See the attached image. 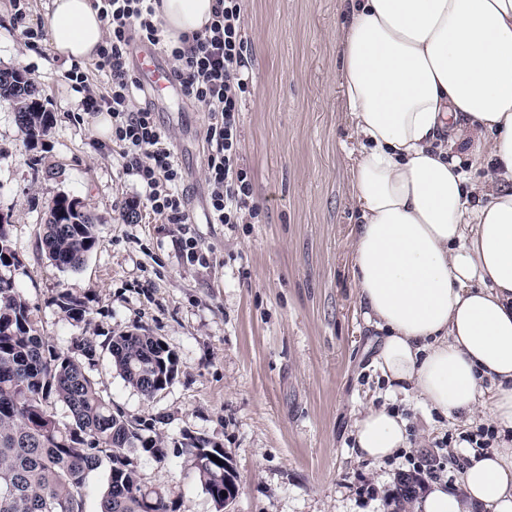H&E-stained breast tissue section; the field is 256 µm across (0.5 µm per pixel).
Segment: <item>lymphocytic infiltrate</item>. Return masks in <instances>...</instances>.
Listing matches in <instances>:
<instances>
[{
  "mask_svg": "<svg viewBox=\"0 0 512 512\" xmlns=\"http://www.w3.org/2000/svg\"><path fill=\"white\" fill-rule=\"evenodd\" d=\"M154 0H92L107 34L92 72H67L88 114L107 111L112 145L124 173L136 175L149 215L167 224H186L184 176L171 147L172 136L150 108L137 105L140 83L129 71V50L141 40L164 48L185 97L206 112L208 210L214 224H240L257 216L246 171L240 166L239 112L249 89L243 0H216L213 19L189 46H168L155 17Z\"/></svg>",
  "mask_w": 512,
  "mask_h": 512,
  "instance_id": "f902f5d3",
  "label": "lymphocytic infiltrate"
}]
</instances>
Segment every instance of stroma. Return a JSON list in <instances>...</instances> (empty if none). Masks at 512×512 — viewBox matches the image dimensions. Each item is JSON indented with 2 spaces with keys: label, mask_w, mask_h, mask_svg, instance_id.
Wrapping results in <instances>:
<instances>
[{
  "label": "stroma",
  "mask_w": 512,
  "mask_h": 512,
  "mask_svg": "<svg viewBox=\"0 0 512 512\" xmlns=\"http://www.w3.org/2000/svg\"><path fill=\"white\" fill-rule=\"evenodd\" d=\"M0 0V67L26 72L53 125L28 144L11 104L0 100V218L12 226L17 261L6 274L60 349L77 337L104 343L142 327L178 358L169 387L145 399L107 359L93 370L105 399L154 419L166 457L134 459L147 485L178 498L177 512H215L183 446L185 435L220 444L234 463L233 512H388L360 495L396 489L411 460L450 437L447 479L466 459L471 425L426 408L396 407L409 420L412 447L375 464L351 451L354 417L385 401L369 363L378 334L366 321L352 277L350 242L359 222L350 171L359 142L344 108L336 54L339 0H246L250 91L240 114L241 164L260 212L249 224L208 220L206 118L187 99L156 106L169 128L188 192L190 223L125 219L142 203L122 158L99 148L94 120L65 79L71 68L42 40L25 45L20 25L45 23L50 0ZM94 215L99 246L77 271L48 260L42 226L60 194ZM193 239L201 263L188 264ZM85 301L68 320L61 293Z\"/></svg>",
  "instance_id": "1"
}]
</instances>
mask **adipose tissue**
<instances>
[{
  "label": "adipose tissue",
  "mask_w": 512,
  "mask_h": 512,
  "mask_svg": "<svg viewBox=\"0 0 512 512\" xmlns=\"http://www.w3.org/2000/svg\"><path fill=\"white\" fill-rule=\"evenodd\" d=\"M348 2L336 48L360 143L351 270L381 334L374 363L391 393L497 429L455 484L430 483L416 507L512 512V0ZM213 5L157 0L155 17L178 46L210 24ZM48 36L81 63L105 23L91 0H51ZM466 161L483 168L479 180ZM353 437L359 458L381 463L409 447L408 420L371 408Z\"/></svg>",
  "instance_id": "obj_1"
}]
</instances>
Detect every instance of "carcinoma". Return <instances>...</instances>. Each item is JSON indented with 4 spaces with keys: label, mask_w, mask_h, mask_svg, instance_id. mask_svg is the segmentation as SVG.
Wrapping results in <instances>:
<instances>
[{
    "label": "carcinoma",
    "mask_w": 512,
    "mask_h": 512,
    "mask_svg": "<svg viewBox=\"0 0 512 512\" xmlns=\"http://www.w3.org/2000/svg\"><path fill=\"white\" fill-rule=\"evenodd\" d=\"M0 100L12 104L29 142L50 128L51 113L35 88L1 82ZM43 242L52 264L75 271L98 245L97 225L89 213L75 214L55 198ZM15 261L10 225L0 224V267ZM59 306L76 322L86 314L84 303L67 293ZM105 350L113 371L147 399L172 384L169 373H177L176 355L147 332H120ZM98 357L88 338L74 340L67 352L58 350L14 281L0 275V512H86L87 478L104 464L107 486L99 512H177L171 493L142 484L134 465L137 453L164 459V437L148 420L113 408L100 394L91 375ZM58 404L67 410L62 420L54 412ZM185 447L216 512H222L223 448L190 434Z\"/></svg>",
    "instance_id": "cac0c4a2"
}]
</instances>
